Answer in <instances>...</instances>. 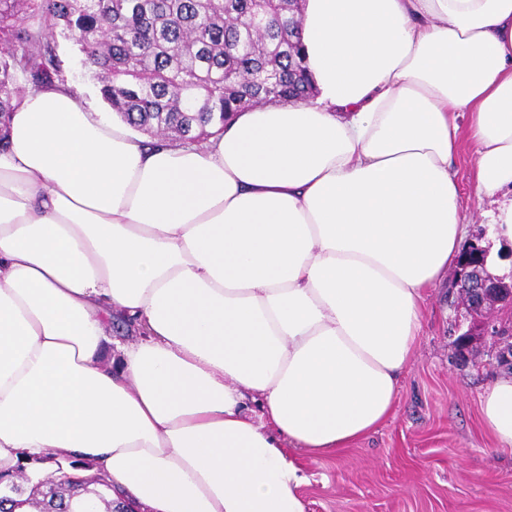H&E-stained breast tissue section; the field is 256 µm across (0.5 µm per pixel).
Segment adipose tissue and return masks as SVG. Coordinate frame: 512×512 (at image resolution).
<instances>
[{
	"mask_svg": "<svg viewBox=\"0 0 512 512\" xmlns=\"http://www.w3.org/2000/svg\"><path fill=\"white\" fill-rule=\"evenodd\" d=\"M301 44L314 103L201 146L146 145L68 83L14 100L0 473L49 453L93 462L116 508L307 512L300 454L388 419L461 250L457 114L512 241V0H306ZM481 411L512 449V376Z\"/></svg>",
	"mask_w": 512,
	"mask_h": 512,
	"instance_id": "ef3b65f1",
	"label": "adipose tissue"
}]
</instances>
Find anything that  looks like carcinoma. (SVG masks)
<instances>
[{
    "label": "carcinoma",
    "instance_id": "cac0c4a2",
    "mask_svg": "<svg viewBox=\"0 0 512 512\" xmlns=\"http://www.w3.org/2000/svg\"><path fill=\"white\" fill-rule=\"evenodd\" d=\"M305 0H0V151L22 83L65 82L56 39L79 46L103 99L150 135L199 144L237 112L317 96L299 38ZM40 501L70 512L62 494Z\"/></svg>",
    "mask_w": 512,
    "mask_h": 512
}]
</instances>
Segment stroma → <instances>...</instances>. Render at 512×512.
<instances>
[{
	"mask_svg": "<svg viewBox=\"0 0 512 512\" xmlns=\"http://www.w3.org/2000/svg\"><path fill=\"white\" fill-rule=\"evenodd\" d=\"M68 83L98 99L77 46L58 40ZM454 170L468 237H480L499 263L512 265V243L486 235L487 202L475 190V156L464 148ZM470 314L451 284L428 291L415 354L403 371L391 416L376 431L333 455L301 459L307 512H512V453L497 450L482 421L480 395L502 374L494 338L460 353L454 325Z\"/></svg>",
	"mask_w": 512,
	"mask_h": 512,
	"instance_id": "obj_1",
	"label": "stroma"
}]
</instances>
